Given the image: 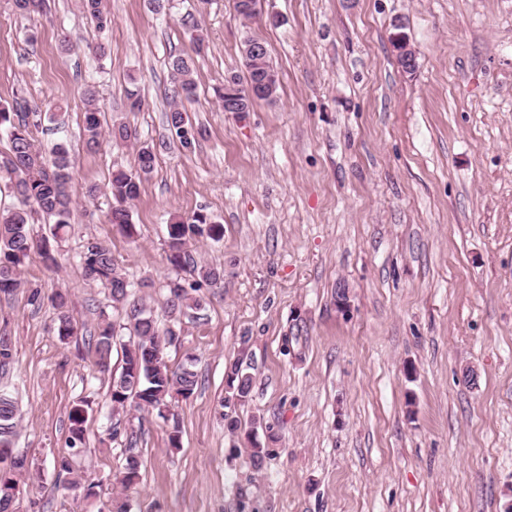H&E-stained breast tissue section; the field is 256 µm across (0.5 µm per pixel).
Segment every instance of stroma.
<instances>
[{
  "mask_svg": "<svg viewBox=\"0 0 512 512\" xmlns=\"http://www.w3.org/2000/svg\"><path fill=\"white\" fill-rule=\"evenodd\" d=\"M98 30L79 0H48L16 14L0 0V105H36L38 142L64 143L73 160L71 232L47 266L31 253L26 282L63 289L79 330L59 341L51 303L27 290L0 298V331L16 361L8 385L22 409L14 442L39 467L17 512H504L512 504V0H263L243 21L235 0H108ZM402 24L416 66L391 43ZM209 48L196 61L185 109L192 150L166 125L172 56L193 31ZM263 39L280 87L250 112L222 111L215 90L244 73L240 43ZM138 91L143 106L128 108ZM125 122L135 139L87 148L83 115ZM59 104L58 122H48ZM154 147V171L131 205L135 238L108 221L109 183ZM204 212L221 241L194 249L224 270L201 286L200 310L181 316L164 358H193L199 385L170 404L168 423L128 409L135 448L109 439L107 379L89 370L83 334L108 312L129 340L124 310L89 284L77 262L84 239L104 241L160 323L170 218ZM345 285L350 307H336ZM250 367L248 402L225 406L226 373ZM89 403L88 444L74 469L92 497L58 485L53 462L68 412ZM240 422L226 427L225 415ZM267 450L262 469L249 433ZM140 480L118 481L127 452Z\"/></svg>",
  "mask_w": 512,
  "mask_h": 512,
  "instance_id": "obj_1",
  "label": "stroma"
}]
</instances>
